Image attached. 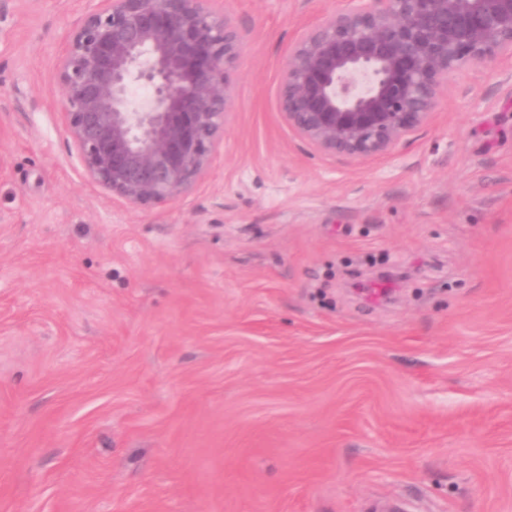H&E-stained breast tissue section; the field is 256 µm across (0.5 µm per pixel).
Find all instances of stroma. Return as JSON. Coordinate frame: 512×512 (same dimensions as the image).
Wrapping results in <instances>:
<instances>
[{
  "mask_svg": "<svg viewBox=\"0 0 512 512\" xmlns=\"http://www.w3.org/2000/svg\"><path fill=\"white\" fill-rule=\"evenodd\" d=\"M349 0H222L224 139L111 199L53 62L83 0H0V512H512V64L385 157L288 127L290 47Z\"/></svg>",
  "mask_w": 512,
  "mask_h": 512,
  "instance_id": "1",
  "label": "stroma"
}]
</instances>
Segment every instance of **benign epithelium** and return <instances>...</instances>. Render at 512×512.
Instances as JSON below:
<instances>
[{"instance_id": "obj_1", "label": "benign epithelium", "mask_w": 512, "mask_h": 512, "mask_svg": "<svg viewBox=\"0 0 512 512\" xmlns=\"http://www.w3.org/2000/svg\"><path fill=\"white\" fill-rule=\"evenodd\" d=\"M213 0H87L53 69L58 112L89 181L135 207L208 170L241 52ZM512 60V0H350L303 31L280 107L308 145L370 160L429 123L448 79Z\"/></svg>"}]
</instances>
